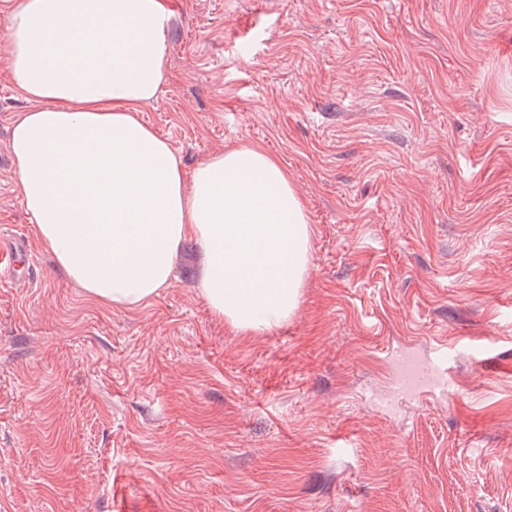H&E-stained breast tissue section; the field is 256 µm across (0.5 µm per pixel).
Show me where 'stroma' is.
Instances as JSON below:
<instances>
[{
  "mask_svg": "<svg viewBox=\"0 0 512 512\" xmlns=\"http://www.w3.org/2000/svg\"><path fill=\"white\" fill-rule=\"evenodd\" d=\"M141 118L185 173L259 145L312 227L279 328L240 336L192 242L148 303L91 299L37 242L4 50L0 512H512V0H165ZM448 337V398L387 396ZM24 250L20 242L0 241V275L5 272L17 271L18 265L22 264Z\"/></svg>",
  "mask_w": 512,
  "mask_h": 512,
  "instance_id": "35a3bbf8",
  "label": "stroma"
}]
</instances>
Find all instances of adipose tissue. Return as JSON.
Wrapping results in <instances>:
<instances>
[{
  "mask_svg": "<svg viewBox=\"0 0 512 512\" xmlns=\"http://www.w3.org/2000/svg\"><path fill=\"white\" fill-rule=\"evenodd\" d=\"M169 28L164 0H14L9 70L34 103L11 130L14 186L41 247L90 298L147 303L189 239L212 314L262 334L298 308L312 229L261 147L214 154L188 175L140 118L169 73Z\"/></svg>",
  "mask_w": 512,
  "mask_h": 512,
  "instance_id": "1",
  "label": "adipose tissue"
}]
</instances>
